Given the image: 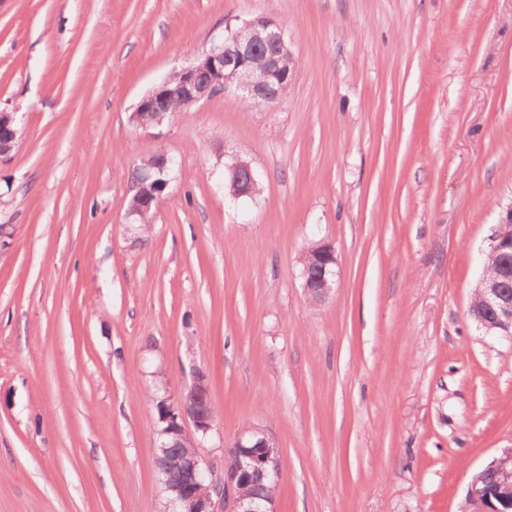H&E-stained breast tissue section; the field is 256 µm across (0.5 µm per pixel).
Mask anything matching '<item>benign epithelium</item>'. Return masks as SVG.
Returning <instances> with one entry per match:
<instances>
[{
	"mask_svg": "<svg viewBox=\"0 0 512 512\" xmlns=\"http://www.w3.org/2000/svg\"><path fill=\"white\" fill-rule=\"evenodd\" d=\"M230 47L218 43L214 48L197 55L188 65L177 70L176 81L166 78L154 85L138 101L129 120L147 128L149 123L144 104L154 105L157 121L171 112L188 111L211 97L233 89L245 101L257 98L274 104L278 98L269 94L273 84L292 70L293 53L286 48L281 24L267 16L244 22L229 37ZM269 48L261 65L253 64L259 46ZM237 74L232 85L224 83V69ZM21 136L15 113L0 111V156L8 154ZM241 185L240 196L253 195L257 182L249 162L238 160L234 166ZM135 191L126 210V220L136 223L152 202L161 201L162 190L151 188L144 180H133ZM489 252L502 258L498 273L481 277L474 289L476 307L473 318L486 332L512 338V203L500 214V220L490 238ZM338 259L332 244L321 241L315 255L301 273L303 288L311 301L321 303L330 295L335 283ZM163 399L173 403V416L165 419L157 461L163 473L184 468L191 471L194 481L174 485L161 481L166 494L164 512H276L275 496L245 495L243 488L250 484L276 486L280 479L281 450L275 436L264 428L253 427L238 434L227 457L223 473L202 457L197 448L176 452L186 442L198 444L214 430V418L199 411L211 403L207 377L198 372L188 394L179 398L167 393ZM193 430H188V427ZM495 476L492 483L484 476ZM466 500L471 512H512V448L480 468L468 483Z\"/></svg>",
	"mask_w": 512,
	"mask_h": 512,
	"instance_id": "obj_1",
	"label": "benign epithelium"
}]
</instances>
